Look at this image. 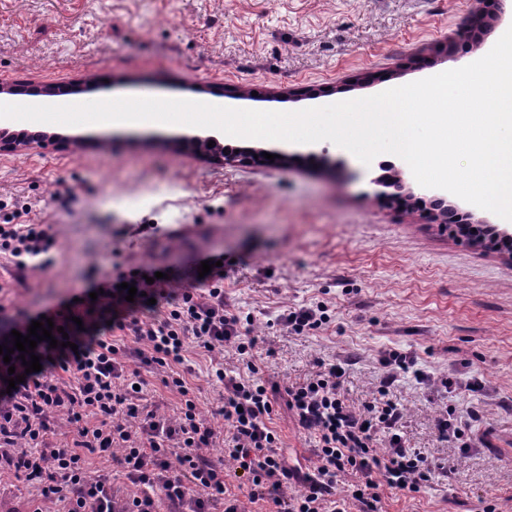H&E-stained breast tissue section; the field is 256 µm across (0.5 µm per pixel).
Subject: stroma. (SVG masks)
I'll list each match as a JSON object with an SVG mask.
<instances>
[{
    "mask_svg": "<svg viewBox=\"0 0 512 512\" xmlns=\"http://www.w3.org/2000/svg\"><path fill=\"white\" fill-rule=\"evenodd\" d=\"M481 0H0V83L15 101L79 104L145 93L235 109L298 111L380 93L476 61L508 27L512 10L461 39ZM102 88L48 98L50 86L88 78ZM293 98H285L288 90ZM81 137L78 149L0 153V213L15 224L50 225L56 264L0 279L24 309L54 305L102 272L115 250L126 266L175 267L195 252L233 259L224 297L251 314L256 360L280 384L316 360L344 359L342 390L355 405L376 394L391 351L412 357L425 380L401 376L393 395L411 447L448 474L388 512H512V264L450 237L425 213L375 201L372 170L328 141L268 142L315 152L290 167L213 165L169 144L187 125L96 127L48 123ZM324 303L310 334L276 325L285 309ZM189 383L203 414L217 392L209 357L188 351ZM478 377L474 394L445 393L447 374ZM475 407L477 436L492 445L461 451L438 441L444 404Z\"/></svg>",
    "mask_w": 512,
    "mask_h": 512,
    "instance_id": "obj_1",
    "label": "stroma"
}]
</instances>
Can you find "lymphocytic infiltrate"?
I'll return each mask as SVG.
<instances>
[{"instance_id":"1","label":"lymphocytic infiltrate","mask_w":512,"mask_h":512,"mask_svg":"<svg viewBox=\"0 0 512 512\" xmlns=\"http://www.w3.org/2000/svg\"><path fill=\"white\" fill-rule=\"evenodd\" d=\"M55 246L49 225L0 224V255L16 275L51 267ZM204 259L194 255L165 279L152 266L116 263L41 313L8 304L0 287V345L44 316L70 341L66 348L38 342V372H26L16 353L0 360V475L33 485L36 500L62 512H246L249 503L262 512H384L386 497L420 493L445 476L407 444L404 409L391 393L398 375L424 379L413 359L385 354L382 384L359 407L341 391L346 368L337 359L316 361L302 382H273L256 364L252 316L225 302L223 267L199 275ZM129 283L138 290L132 299ZM228 347L233 365L216 363L208 375L219 396V432L199 412L186 353L213 356ZM13 373L24 381L12 389ZM151 374L178 396L174 414L146 403ZM280 404L312 440L314 465L285 452L272 425ZM478 419L474 408H446L437 437L469 450ZM63 426L68 438L55 442ZM218 444L217 460L207 450ZM94 454L111 458L113 476L90 475Z\"/></svg>"}]
</instances>
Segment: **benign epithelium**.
<instances>
[{
  "mask_svg": "<svg viewBox=\"0 0 512 512\" xmlns=\"http://www.w3.org/2000/svg\"><path fill=\"white\" fill-rule=\"evenodd\" d=\"M505 13V0H486V6L479 9L467 21L468 29L463 31L466 37L474 36V32L483 30L486 26L498 21ZM213 147H208V142ZM52 143L56 148L66 150L73 145V141L59 136L46 139V135L20 134L8 135L6 130L0 131V152H15L30 149L34 146L43 147ZM175 148L188 155L208 159L219 164L235 162L271 163L288 165L293 163L298 155L288 152H278V158L266 159L262 156L264 149L247 147L235 150L221 144L213 136L182 137L175 143ZM381 173L372 177L369 184L372 186L371 196L382 201H401L411 199L416 206L427 209V216L434 224H440L449 230L455 237H463L475 248L502 251L512 255V230L502 228L498 224H491L485 218L477 216L471 210H463L447 199V191H423L406 180L395 164H378Z\"/></svg>",
  "mask_w": 512,
  "mask_h": 512,
  "instance_id": "obj_1",
  "label": "benign epithelium"
}]
</instances>
